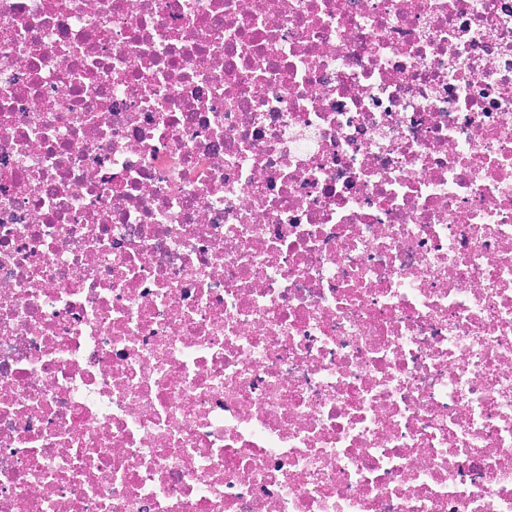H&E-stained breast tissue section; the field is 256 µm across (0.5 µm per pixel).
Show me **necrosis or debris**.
I'll return each mask as SVG.
<instances>
[{
    "label": "necrosis or debris",
    "mask_w": 512,
    "mask_h": 512,
    "mask_svg": "<svg viewBox=\"0 0 512 512\" xmlns=\"http://www.w3.org/2000/svg\"><path fill=\"white\" fill-rule=\"evenodd\" d=\"M0 512H512V0H0Z\"/></svg>",
    "instance_id": "1"
}]
</instances>
